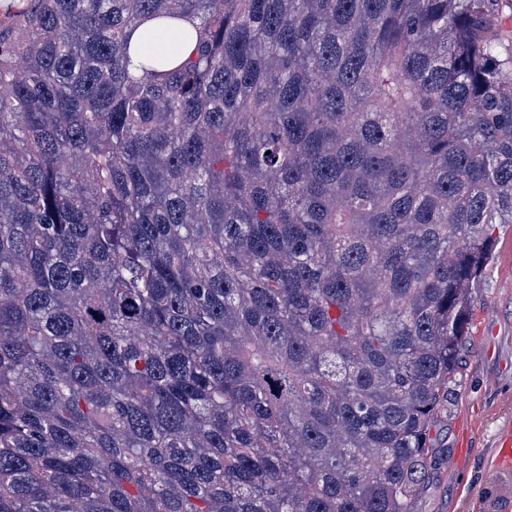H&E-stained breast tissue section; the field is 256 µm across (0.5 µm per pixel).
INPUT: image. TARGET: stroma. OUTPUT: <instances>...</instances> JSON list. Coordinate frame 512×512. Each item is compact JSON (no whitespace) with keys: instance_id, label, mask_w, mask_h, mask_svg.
Returning <instances> with one entry per match:
<instances>
[{"instance_id":"obj_1","label":"stroma","mask_w":512,"mask_h":512,"mask_svg":"<svg viewBox=\"0 0 512 512\" xmlns=\"http://www.w3.org/2000/svg\"><path fill=\"white\" fill-rule=\"evenodd\" d=\"M492 257L472 290L454 402L430 433L432 470L411 512H500L512 473L489 464L512 428V227L496 233Z\"/></svg>"}]
</instances>
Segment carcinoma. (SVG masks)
<instances>
[{"label": "carcinoma", "mask_w": 512, "mask_h": 512, "mask_svg": "<svg viewBox=\"0 0 512 512\" xmlns=\"http://www.w3.org/2000/svg\"><path fill=\"white\" fill-rule=\"evenodd\" d=\"M499 6L0 16V512H409L512 225Z\"/></svg>", "instance_id": "1"}]
</instances>
